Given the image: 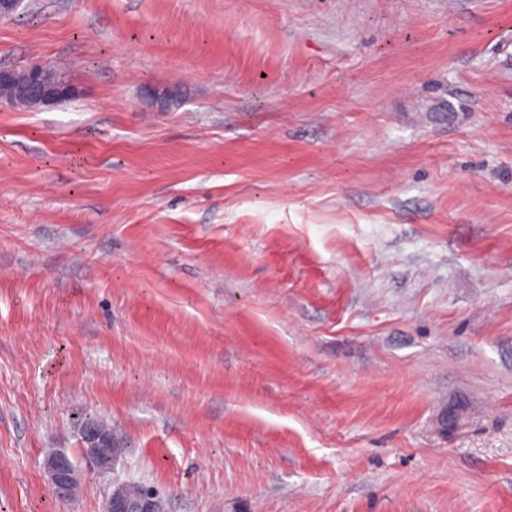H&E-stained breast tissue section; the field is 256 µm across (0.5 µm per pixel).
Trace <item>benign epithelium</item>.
<instances>
[{"label": "benign epithelium", "instance_id": "1", "mask_svg": "<svg viewBox=\"0 0 512 512\" xmlns=\"http://www.w3.org/2000/svg\"><path fill=\"white\" fill-rule=\"evenodd\" d=\"M52 69L45 64H36L26 69L27 77L20 81L14 70L0 68V89L8 92L11 103L18 107H33L55 103L70 95L75 88L63 77L51 75ZM84 453L96 458L101 448L112 446V434L93 426L82 431ZM46 472L53 492L62 500L71 499L77 489V473L70 458L64 453L51 455L46 461ZM160 501L155 494L127 495L116 489L109 501L108 512H160Z\"/></svg>", "mask_w": 512, "mask_h": 512}]
</instances>
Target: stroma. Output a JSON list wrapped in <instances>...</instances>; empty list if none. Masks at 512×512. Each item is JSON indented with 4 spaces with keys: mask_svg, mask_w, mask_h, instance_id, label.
Returning <instances> with one entry per match:
<instances>
[{
    "mask_svg": "<svg viewBox=\"0 0 512 512\" xmlns=\"http://www.w3.org/2000/svg\"><path fill=\"white\" fill-rule=\"evenodd\" d=\"M34 62L76 99L0 103V512H512V0H36ZM84 453L96 459L100 448L112 447V433H105L93 426H86L82 431ZM45 468L56 496L70 500L77 489V473L70 458L64 453L53 454L47 459ZM160 510V501L156 494L143 493L131 497L120 487L110 497L108 512H159Z\"/></svg>",
    "mask_w": 512,
    "mask_h": 512,
    "instance_id": "obj_1",
    "label": "stroma"
}]
</instances>
